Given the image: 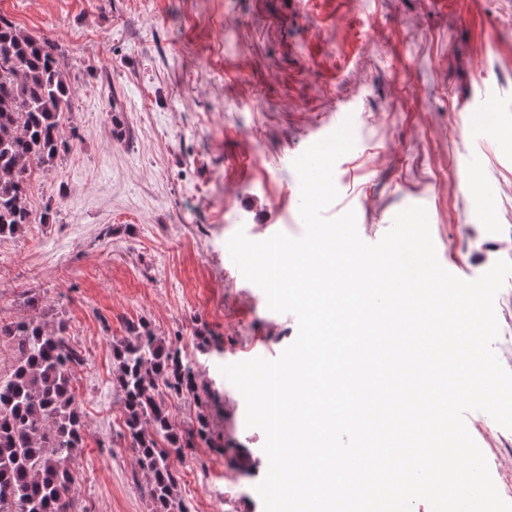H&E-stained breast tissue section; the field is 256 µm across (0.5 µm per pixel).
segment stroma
<instances>
[{"label":"stroma","instance_id":"obj_1","mask_svg":"<svg viewBox=\"0 0 512 512\" xmlns=\"http://www.w3.org/2000/svg\"><path fill=\"white\" fill-rule=\"evenodd\" d=\"M0 14L61 46L80 87L61 169L32 167L33 222L0 239V319L24 317L37 292L87 358L73 372L81 512L154 509L136 456L117 442L113 387L112 339L141 322L179 337L218 392L208 414L225 451L171 459L188 512H263L265 435L247 427L220 368L277 358L298 324L228 263L227 242L239 230L302 236L290 160L337 111L355 112L360 147L335 164L326 217L354 210L375 243L418 205L464 279L512 260V0H0ZM485 86L497 110L494 138L481 142L463 130ZM467 162L490 206L457 186ZM47 207L55 223H40ZM495 311L493 349L512 365V276ZM241 448L255 470L237 465Z\"/></svg>","mask_w":512,"mask_h":512}]
</instances>
